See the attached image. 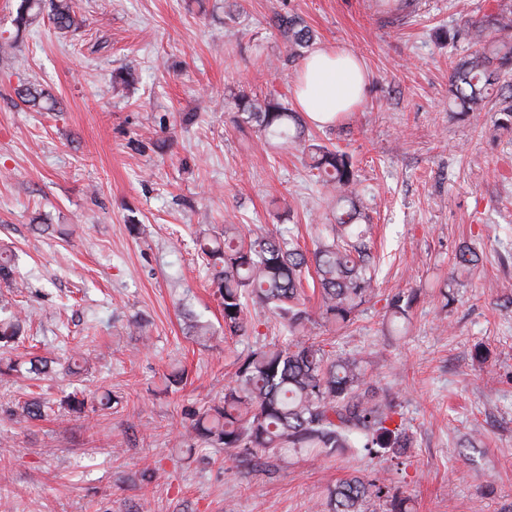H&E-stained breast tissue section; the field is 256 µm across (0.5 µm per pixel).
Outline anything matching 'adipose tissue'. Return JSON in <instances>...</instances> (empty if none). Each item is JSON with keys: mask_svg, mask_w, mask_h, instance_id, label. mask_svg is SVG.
Instances as JSON below:
<instances>
[{"mask_svg": "<svg viewBox=\"0 0 512 512\" xmlns=\"http://www.w3.org/2000/svg\"><path fill=\"white\" fill-rule=\"evenodd\" d=\"M298 109L321 126L340 121L362 100L367 86L364 67L339 47L312 53L295 76Z\"/></svg>", "mask_w": 512, "mask_h": 512, "instance_id": "obj_1", "label": "adipose tissue"}]
</instances>
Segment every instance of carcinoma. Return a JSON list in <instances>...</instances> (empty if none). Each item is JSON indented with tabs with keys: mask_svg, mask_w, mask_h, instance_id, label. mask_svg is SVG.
Here are the masks:
<instances>
[{
	"mask_svg": "<svg viewBox=\"0 0 512 512\" xmlns=\"http://www.w3.org/2000/svg\"><path fill=\"white\" fill-rule=\"evenodd\" d=\"M49 9V19L60 33L76 25L69 0H21L15 23L22 27ZM274 26L294 62L308 46L311 33L302 20L279 14ZM468 53L451 68L449 92L457 111L483 110L498 98L512 118V25H500L493 35L486 26L467 30ZM22 102L40 112L54 110L58 100L37 85L18 92ZM271 92L262 98L232 97L242 122L254 127L267 144L301 148L306 166L315 172L328 201L333 204L332 235L320 236L312 257L291 242L271 236L245 239L233 225L224 226L223 239L199 241L201 257L212 268L222 299L224 334L257 333L260 314L281 318L288 327V342L256 343L240 359L234 381L225 386L222 400L193 412L191 429L215 448L235 451L246 461L262 457L304 454L313 459L357 448L371 456L379 448L396 453L409 447L402 424L395 423V406L375 398L360 361L352 356H331L305 339L311 314L301 301L305 269L314 266L320 290L319 320L343 329L353 323L359 308L375 296L373 257L359 206V174L352 157L331 150L305 136L303 120ZM479 254L467 245L458 248L454 268L462 274L478 266ZM408 305L399 296L388 304L390 325L398 330ZM20 314L0 318V347H11L24 333ZM330 512H375L373 503L385 501L389 512H409L407 499L392 491L382 475L354 476L328 488Z\"/></svg>",
	"mask_w": 512,
	"mask_h": 512,
	"instance_id": "carcinoma-1",
	"label": "carcinoma"
}]
</instances>
